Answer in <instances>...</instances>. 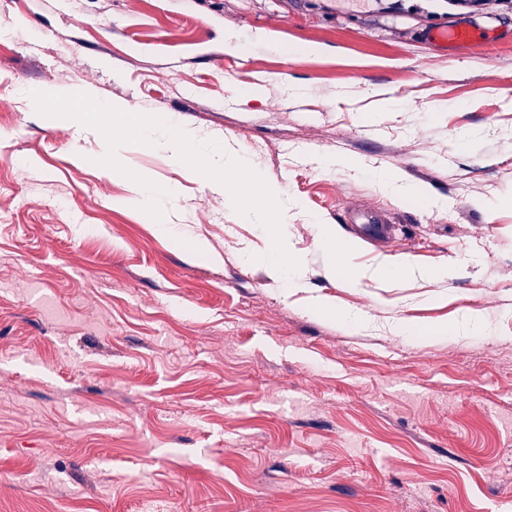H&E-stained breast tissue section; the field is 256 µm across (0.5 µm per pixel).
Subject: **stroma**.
I'll use <instances>...</instances> for the list:
<instances>
[{"instance_id": "obj_1", "label": "stroma", "mask_w": 512, "mask_h": 512, "mask_svg": "<svg viewBox=\"0 0 512 512\" xmlns=\"http://www.w3.org/2000/svg\"><path fill=\"white\" fill-rule=\"evenodd\" d=\"M427 8L0 0V512H512V16ZM450 22L496 43L419 40ZM20 87L231 148L294 203L301 292L164 145L122 162L177 187L180 234L115 206L128 190L96 163L103 137ZM387 96L402 110L380 111ZM352 205L390 212L398 242L349 235ZM321 225L364 278L335 268ZM195 235L221 264L191 256ZM384 260L452 272L374 277Z\"/></svg>"}]
</instances>
